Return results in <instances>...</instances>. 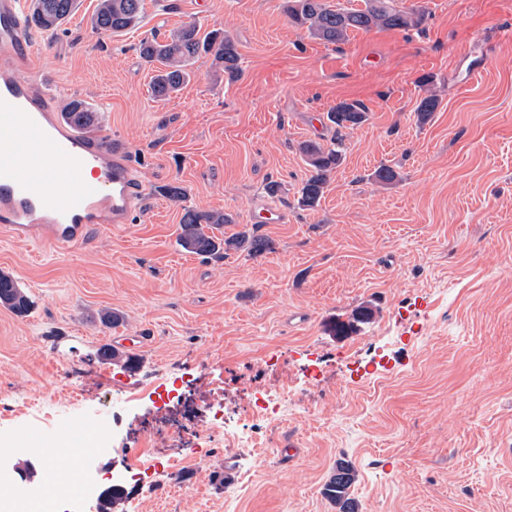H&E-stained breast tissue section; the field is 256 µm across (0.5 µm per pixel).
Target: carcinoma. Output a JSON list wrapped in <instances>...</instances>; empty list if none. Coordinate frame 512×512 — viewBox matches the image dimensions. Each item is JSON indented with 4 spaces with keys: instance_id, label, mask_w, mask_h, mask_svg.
Masks as SVG:
<instances>
[{
    "instance_id": "obj_1",
    "label": "carcinoma",
    "mask_w": 512,
    "mask_h": 512,
    "mask_svg": "<svg viewBox=\"0 0 512 512\" xmlns=\"http://www.w3.org/2000/svg\"><path fill=\"white\" fill-rule=\"evenodd\" d=\"M77 0H32L28 14L31 26L46 30H58L76 8ZM285 13L295 25L303 27L313 38L327 43H340L351 30H369L373 27L408 30L417 27L423 20L422 11L415 7L407 10L395 6V0H363L361 8H344L332 5L328 0H285ZM143 0H99L92 17L93 28L106 34H118L134 27L140 19ZM140 57L148 63H157V74L152 78L150 90L155 99H164L178 92L190 80L189 66L201 54L212 56L215 72L233 79L239 73V53L235 41L220 31L200 35L193 24L182 25L160 37L153 34L139 42ZM438 108V100L429 96L421 99L417 121L424 123ZM63 118L74 121L90 132L95 125L94 113L86 102L71 98L62 108ZM328 120L336 129H354L367 120L366 108L359 102L343 101L328 112ZM299 151L311 168V174L304 182L299 206L307 209L317 207L324 194V188L331 172L344 161V144L335 137L330 145L323 146L310 141L299 146ZM233 223L232 215L217 211H201L183 208L178 225V240L189 253L205 258H224L230 249L245 252L250 256L259 255L270 249V243L243 230L234 237L222 240L209 233L213 228ZM31 301L17 279L10 273L0 271V307L17 315L28 312ZM371 318V311L362 307L347 321L337 319L333 331L337 336H349L357 325L365 324ZM357 474L352 464L340 458L330 473L324 488L325 497L336 506V512H359L350 488L356 482Z\"/></svg>"
}]
</instances>
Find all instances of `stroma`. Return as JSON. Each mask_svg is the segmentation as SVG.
Masks as SVG:
<instances>
[{
  "label": "stroma",
  "mask_w": 512,
  "mask_h": 512,
  "mask_svg": "<svg viewBox=\"0 0 512 512\" xmlns=\"http://www.w3.org/2000/svg\"><path fill=\"white\" fill-rule=\"evenodd\" d=\"M97 3L36 31L16 75L58 102L85 100L105 149L131 155L146 201L67 256L39 232H0V271L32 301L23 316L0 307V405L25 408L0 421V442L20 425L95 418L109 444L94 462L101 487L131 461L162 464L115 512H336L322 487L340 458L357 471L360 512H512V0H396L423 10L419 27L340 44L293 26L284 0H145L141 23L112 36L92 30ZM182 24L229 34L241 73L215 76L203 55L179 92L154 99L136 47ZM427 96L439 107L420 125ZM342 101L365 106L361 127L328 122ZM338 134L343 164L319 205L299 208L310 175L299 144ZM383 164L397 183L374 180ZM167 184L183 202L161 194ZM186 206L232 214L221 238L261 206L286 220L254 226L269 251L207 259L178 244ZM364 305L370 322L334 335ZM104 309L115 328L99 323ZM116 331L150 340L98 358ZM269 386L290 392L288 415L258 429L238 408ZM78 389L83 401L57 412V393ZM218 414L270 454L225 445ZM175 419L210 440L206 455L140 448ZM288 436L302 448L285 463Z\"/></svg>",
  "instance_id": "stroma-1"
}]
</instances>
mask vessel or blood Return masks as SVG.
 <instances>
[{
    "label": "vessel or blood",
    "instance_id": "1",
    "mask_svg": "<svg viewBox=\"0 0 512 512\" xmlns=\"http://www.w3.org/2000/svg\"><path fill=\"white\" fill-rule=\"evenodd\" d=\"M38 50L22 0H0V228L16 240L40 229L59 249L80 245L95 224H125L146 188L123 152L105 156L103 144L68 124L52 93L16 68ZM66 422L54 442L68 453L89 433Z\"/></svg>",
    "mask_w": 512,
    "mask_h": 512
}]
</instances>
